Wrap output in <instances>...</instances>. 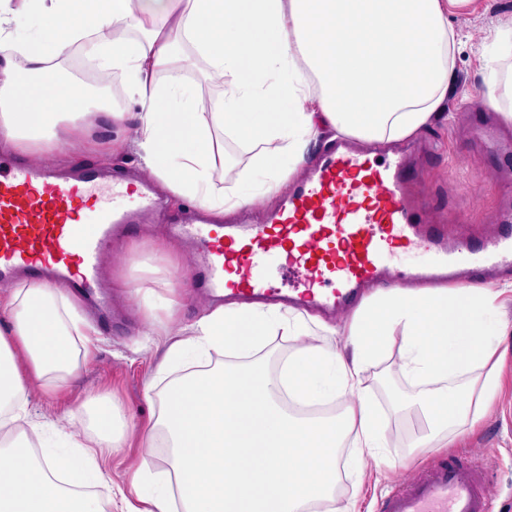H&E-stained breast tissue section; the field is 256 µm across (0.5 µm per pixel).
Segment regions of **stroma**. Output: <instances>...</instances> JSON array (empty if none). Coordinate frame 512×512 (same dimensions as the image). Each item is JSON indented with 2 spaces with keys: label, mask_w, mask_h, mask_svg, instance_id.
Segmentation results:
<instances>
[{
  "label": "stroma",
  "mask_w": 512,
  "mask_h": 512,
  "mask_svg": "<svg viewBox=\"0 0 512 512\" xmlns=\"http://www.w3.org/2000/svg\"><path fill=\"white\" fill-rule=\"evenodd\" d=\"M512 19V0H474L463 13L451 14V22L465 35L457 55V82L448 109L455 118L448 125H436L424 132L419 142L422 153L409 186L423 205L431 223L441 225L463 238L488 235L500 211L512 207V124L503 112L512 104L492 108L484 94L476 47L488 29ZM187 212L161 206L158 221L146 225L135 240L114 239L105 262V274L115 281L112 299L119 303L121 321L105 323L92 341V355L79 367V375L55 396H46L40 384L26 393L21 413L23 426H39L43 441L37 453L71 455L68 443L83 438L88 418L80 408L87 392L113 393L123 403L124 413L135 431L147 429L161 410L170 380L195 368V360L173 366L168 374L157 375V366L167 345L183 334L202 314L218 305L217 297L200 288L196 256L182 249V262L172 265L155 250L159 239H172V225L187 221ZM160 268L175 289L183 294L176 320L163 311H150L133 289L139 276L137 264ZM503 373L505 389L475 434L466 437L452 453L456 458L479 457L490 481L489 512H512V335ZM364 384L376 408L388 424L390 461L372 471L363 483H355L350 471H343L336 496L338 512L350 502H359L364 512H379L381 502L413 474L427 467L436 451H413L409 446L414 429L411 399L413 390L399 367L397 352L387 354L366 372ZM152 465L145 471L147 487L160 484L163 457L148 448L139 436L130 440L124 454L104 458L106 483L95 485L94 494L111 500L112 512H123L133 498L131 466L141 457Z\"/></svg>",
  "instance_id": "stroma-1"
}]
</instances>
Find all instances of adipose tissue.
Listing matches in <instances>:
<instances>
[{
  "instance_id": "obj_1",
  "label": "adipose tissue",
  "mask_w": 512,
  "mask_h": 512,
  "mask_svg": "<svg viewBox=\"0 0 512 512\" xmlns=\"http://www.w3.org/2000/svg\"><path fill=\"white\" fill-rule=\"evenodd\" d=\"M472 0H0V150L52 157L67 145L109 161L134 151L175 202L208 210L215 222L265 203L321 148L356 140L370 152L448 121L461 33L449 20ZM96 61L101 77L120 71L131 110L94 98L64 77L71 50ZM485 96L512 101V21L478 49ZM204 60L222 94L208 99L182 73ZM112 123L94 142L93 115ZM254 155L224 189V154L215 131ZM512 280L455 288L379 287L343 326L293 308L235 301L195 321L172 342L167 362L213 349L247 357L269 337L300 343L280 382L304 403L340 399L339 418H302L279 403L261 364L207 371L174 383L147 435L164 436L165 473L177 496L137 491L126 512H305L333 501L340 448L365 470L387 460L379 415L363 374L400 339V370L418 390L411 445L452 448L483 423L503 387L500 345ZM97 327L80 316L67 288L21 287L0 300V410L21 401L30 381L50 392L74 376L78 347ZM343 337L341 346L327 344ZM88 439L67 463L35 456L38 431L19 426L0 444V512H107L78 495L103 480L85 459L119 450L127 429L122 404L87 394Z\"/></svg>"
}]
</instances>
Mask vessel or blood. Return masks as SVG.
<instances>
[{
    "label": "vessel or blood",
    "mask_w": 512,
    "mask_h": 512,
    "mask_svg": "<svg viewBox=\"0 0 512 512\" xmlns=\"http://www.w3.org/2000/svg\"><path fill=\"white\" fill-rule=\"evenodd\" d=\"M414 166L394 154L377 160L346 145L288 192L263 223L215 227L203 218L176 233L199 250L210 291L246 300L271 296L341 310L386 275L442 277L466 267L512 270V212L487 239L462 241L424 223L406 194ZM150 181L122 180L95 167L62 173L49 165L0 159V281H51L96 296L115 229L156 215ZM83 224L75 236V224ZM419 252L411 267L398 254ZM482 469L456 459L417 473L382 501L380 512H488Z\"/></svg>",
    "instance_id": "b4317fda"
}]
</instances>
